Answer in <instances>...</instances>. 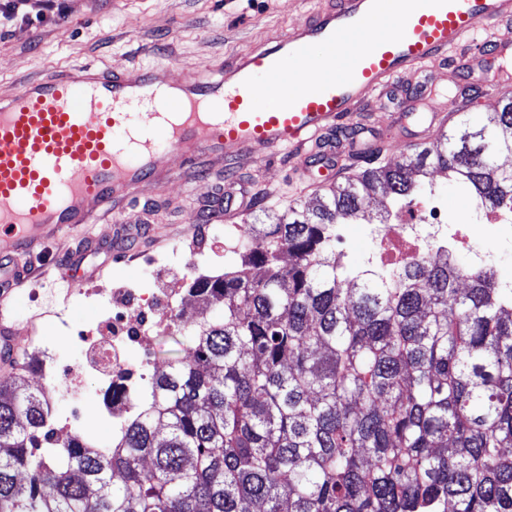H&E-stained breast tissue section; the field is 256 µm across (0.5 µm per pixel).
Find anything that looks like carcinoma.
I'll use <instances>...</instances> for the list:
<instances>
[{
  "instance_id": "cac0c4a2",
  "label": "carcinoma",
  "mask_w": 512,
  "mask_h": 512,
  "mask_svg": "<svg viewBox=\"0 0 512 512\" xmlns=\"http://www.w3.org/2000/svg\"><path fill=\"white\" fill-rule=\"evenodd\" d=\"M393 165L252 227L189 290V359L152 377L107 450L60 446L44 393L0 383V512H512V297L454 258L400 288L336 264V225L436 170L512 209V97Z\"/></svg>"
}]
</instances>
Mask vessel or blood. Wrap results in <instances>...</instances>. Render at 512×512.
Returning a JSON list of instances; mask_svg holds the SVG:
<instances>
[{"instance_id": "obj_1", "label": "vessel or blood", "mask_w": 512, "mask_h": 512, "mask_svg": "<svg viewBox=\"0 0 512 512\" xmlns=\"http://www.w3.org/2000/svg\"><path fill=\"white\" fill-rule=\"evenodd\" d=\"M511 22L512 0H323L259 48L180 81L164 65L91 62L23 81L0 97V346L12 357L0 374L13 373L24 349L13 284L31 266L62 262L49 251L55 241L91 233L142 186L165 183L172 154L188 176L259 147L289 151L305 176L316 166L340 172L375 150L351 130L359 112L386 98L403 103L391 115L401 138L421 145L448 119L426 109V67L449 62L464 72L465 102L512 95L510 83L480 82L479 53L467 48L480 26ZM417 111L423 121L408 130Z\"/></svg>"}]
</instances>
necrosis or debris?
Returning a JSON list of instances; mask_svg holds the SVG:
<instances>
[{"instance_id": "necrosis-or-debris-1", "label": "necrosis or debris", "mask_w": 512, "mask_h": 512, "mask_svg": "<svg viewBox=\"0 0 512 512\" xmlns=\"http://www.w3.org/2000/svg\"><path fill=\"white\" fill-rule=\"evenodd\" d=\"M440 211V200L431 195L414 204L391 207L385 223L370 227L373 242L365 262L352 269V276L386 274L389 285H396L403 271L411 266L460 254L466 255L471 271L497 268V257L486 248L474 224H441L433 217ZM97 324L93 335L81 337L80 356L75 363L59 365L55 346L34 336L30 344L39 357V376L46 398L45 420L55 441H71L75 433L68 427L55 404L57 393L77 394L94 385L108 398L107 412L113 435H120L139 394L150 381L148 360L140 359L159 323L177 325L198 321L186 300L173 299L157 308L156 291L144 289L138 296L123 291L98 294ZM119 399H112L113 389Z\"/></svg>"}]
</instances>
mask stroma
I'll return each mask as SVG.
<instances>
[{
  "mask_svg": "<svg viewBox=\"0 0 512 512\" xmlns=\"http://www.w3.org/2000/svg\"><path fill=\"white\" fill-rule=\"evenodd\" d=\"M320 6L321 0H57L43 22L0 29V95L15 91L24 78L75 62L106 68L162 64L180 80L249 52ZM182 166V158L172 156L174 174L168 181L143 186L128 211L96 225L92 236L100 244L112 241L126 224L145 230L133 250L112 252L104 272L81 281V288L106 293L130 285L185 289L193 278L214 274L224 261V234L219 222L204 214L203 202L223 191L225 173L210 169L187 178ZM230 173L252 195L244 218L248 225L277 223L289 205L315 196L314 189L295 182L285 153L247 161ZM431 180L443 199L444 221L481 223L484 240L500 258V274L512 277V239L501 236L495 225L482 224L471 196L450 185L445 174H433ZM61 303V295L29 284L16 329L19 335L37 334L55 343L60 363L67 364L77 349L51 318ZM59 407L88 443L111 444L112 429L95 392H88L84 404L63 400Z\"/></svg>",
  "mask_w": 512,
  "mask_h": 512,
  "instance_id": "stroma-1",
  "label": "stroma"
}]
</instances>
